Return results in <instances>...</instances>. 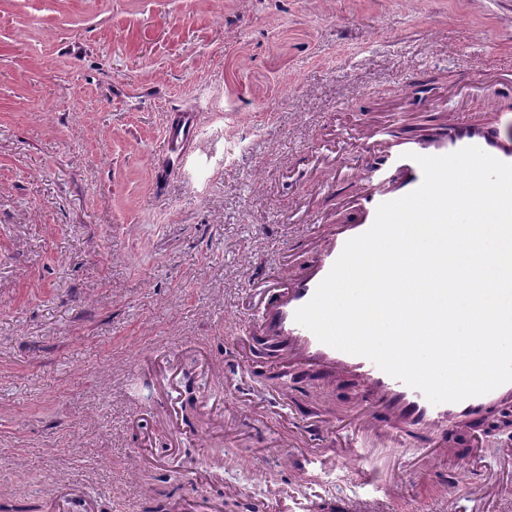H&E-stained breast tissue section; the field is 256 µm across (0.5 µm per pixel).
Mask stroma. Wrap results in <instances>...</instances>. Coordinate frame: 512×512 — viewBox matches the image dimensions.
Returning <instances> with one entry per match:
<instances>
[{"mask_svg": "<svg viewBox=\"0 0 512 512\" xmlns=\"http://www.w3.org/2000/svg\"><path fill=\"white\" fill-rule=\"evenodd\" d=\"M197 133L176 155L166 128ZM512 114V0H0V505L213 512L364 497L446 512L461 459L512 484V429L445 456L360 424L357 386L238 366L256 286L348 224L374 148ZM195 399L174 442L166 394Z\"/></svg>", "mask_w": 512, "mask_h": 512, "instance_id": "obj_1", "label": "stroma"}]
</instances>
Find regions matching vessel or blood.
<instances>
[{"instance_id":"1","label":"vessel or blood","mask_w":512,"mask_h":512,"mask_svg":"<svg viewBox=\"0 0 512 512\" xmlns=\"http://www.w3.org/2000/svg\"><path fill=\"white\" fill-rule=\"evenodd\" d=\"M467 146L479 147L498 160L512 164V141H502L464 121L410 140L403 151L374 158L362 174L367 189L353 204L356 223L337 225L315 247L307 264L267 289L254 317L264 339L276 343L289 363L358 380L364 424L383 432L396 445L407 432L448 435L461 428H476L495 409L512 401V382L481 396L433 404L420 390L391 377L371 360L320 342L312 331L296 322L295 313L312 299L345 243L371 227L378 206L406 196L422 184L424 175L417 156H442ZM397 171L404 173V181L397 187H388V180Z\"/></svg>"}]
</instances>
